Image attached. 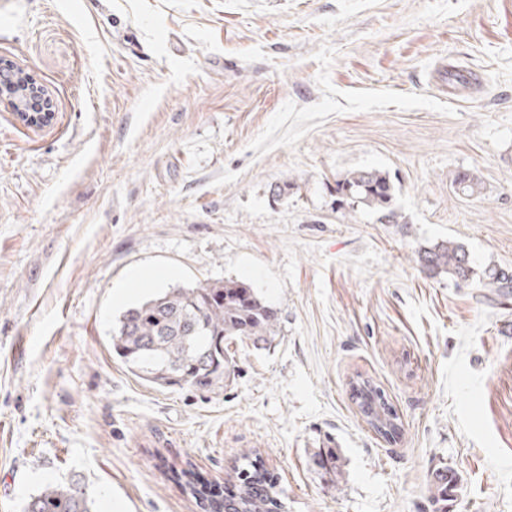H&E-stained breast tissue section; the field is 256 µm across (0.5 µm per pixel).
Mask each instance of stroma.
<instances>
[{"label":"stroma","mask_w":512,"mask_h":512,"mask_svg":"<svg viewBox=\"0 0 512 512\" xmlns=\"http://www.w3.org/2000/svg\"><path fill=\"white\" fill-rule=\"evenodd\" d=\"M0 58L55 111L0 105V512L70 482L95 512H202L174 471L220 486L250 452L288 512H437L448 468L453 512H512V303L483 286L512 270V0H0ZM371 169L395 219L336 191ZM448 239L467 282L416 261ZM204 280L276 310L271 345L214 392L131 374L119 315ZM22 73L20 76L24 78L25 80V88L26 91L30 89L31 94L27 93L28 98L35 99L36 101H39L42 106V112L36 113V115H32L29 112H26V109L17 101L14 99L13 96H11L14 84L4 86L1 88L0 91V102L6 104L11 109L19 108L20 112H17L16 116L19 120H24L29 123H48L51 122L54 118V112H52V101L49 98V96L45 93V90L43 89L42 84L37 80V78L34 76V74L26 72L25 70L21 69ZM9 90V91H6ZM24 111V112H21ZM352 384L353 389L374 393L378 399L376 404L373 403L370 406L358 404L360 414L366 424L385 437H387V434H390L391 437L398 434L401 422L398 415L390 411V406L386 405L387 402H381L382 399L384 400V396L381 395L380 389L369 378L361 376H357V379ZM383 430H386V432L382 433ZM435 480H441L444 483H448V493L452 497H456V490L459 485V475L455 470L448 469V470H439L434 474ZM447 488L444 484L438 483L435 487L434 491V498L439 499V502L443 499L445 502H447L444 507H447L448 505V496H447ZM443 507V508H444ZM442 508V509H443Z\"/></svg>","instance_id":"1"}]
</instances>
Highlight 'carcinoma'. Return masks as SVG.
<instances>
[{"label":"carcinoma","instance_id":"1","mask_svg":"<svg viewBox=\"0 0 512 512\" xmlns=\"http://www.w3.org/2000/svg\"><path fill=\"white\" fill-rule=\"evenodd\" d=\"M452 184L462 194L481 193V182L469 172L454 175ZM352 205L386 209L392 185L386 173L360 170L338 183ZM422 271L430 277L447 274L467 280L473 273L470 254L451 240L417 251ZM483 287L501 300L512 297V274L493 270ZM276 312L244 283L199 282L173 288L125 310L111 336L112 350L136 377L159 388L190 386L202 390L224 387L235 355L229 345L249 339L253 345L274 339ZM353 388L376 395L379 402L359 405L360 414L376 432L394 436L401 422L382 402L380 389L368 378L353 381ZM316 465L329 475L340 472V455L333 448L318 451ZM233 492L228 498L210 496L211 512H286L276 478L250 457L229 475ZM24 512H93V501L68 484H49L30 497Z\"/></svg>","mask_w":512,"mask_h":512}]
</instances>
